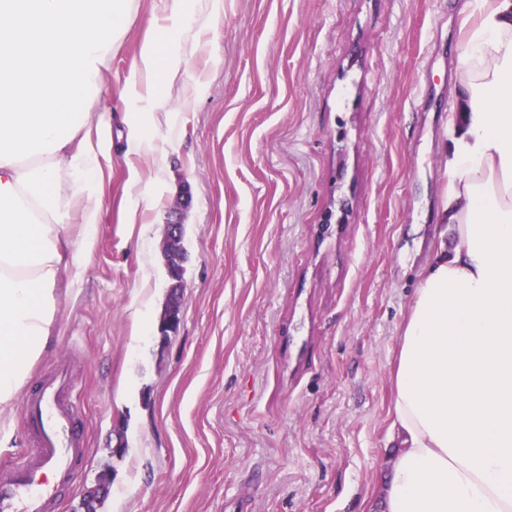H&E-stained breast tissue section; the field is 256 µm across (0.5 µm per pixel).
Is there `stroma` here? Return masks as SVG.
Here are the masks:
<instances>
[{"label": "stroma", "instance_id": "obj_1", "mask_svg": "<svg viewBox=\"0 0 512 512\" xmlns=\"http://www.w3.org/2000/svg\"><path fill=\"white\" fill-rule=\"evenodd\" d=\"M456 0H223L154 121L139 0L91 101L102 208L28 388L68 360L89 446L58 512H365L398 327L443 230ZM152 150L129 151L128 125ZM183 214L182 322L158 342ZM189 198L182 196L177 207L171 213V219L167 224V230L163 241V251L166 257V264L169 275L172 277V270L179 267L184 261V248L182 245V214L188 206Z\"/></svg>", "mask_w": 512, "mask_h": 512}]
</instances>
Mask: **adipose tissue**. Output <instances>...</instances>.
Masks as SVG:
<instances>
[{
    "label": "adipose tissue",
    "instance_id": "ef3b65f1",
    "mask_svg": "<svg viewBox=\"0 0 512 512\" xmlns=\"http://www.w3.org/2000/svg\"><path fill=\"white\" fill-rule=\"evenodd\" d=\"M158 0L177 49L144 43L134 76L162 109L221 0ZM135 0H0V435L60 305L79 216L83 253L102 206L99 153L74 147L86 105ZM464 46L442 153L438 210L451 238L432 249L400 326L392 372L400 446L370 512H512V0H461Z\"/></svg>",
    "mask_w": 512,
    "mask_h": 512
}]
</instances>
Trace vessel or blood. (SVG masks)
<instances>
[{
  "mask_svg": "<svg viewBox=\"0 0 512 512\" xmlns=\"http://www.w3.org/2000/svg\"><path fill=\"white\" fill-rule=\"evenodd\" d=\"M22 418L33 446L0 466V512H56L62 489L72 484L88 453L65 365L26 395Z\"/></svg>",
  "mask_w": 512,
  "mask_h": 512,
  "instance_id": "1",
  "label": "vessel or blood"
}]
</instances>
